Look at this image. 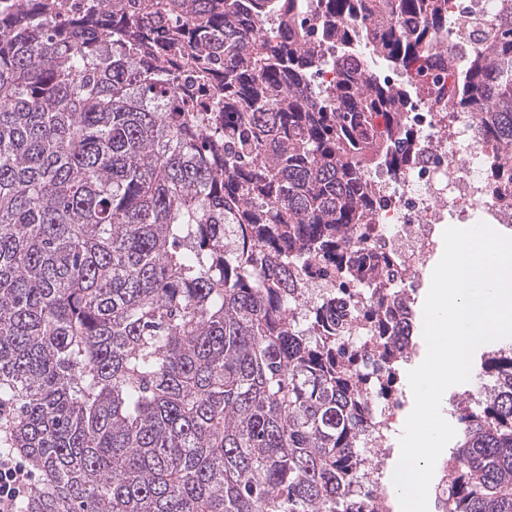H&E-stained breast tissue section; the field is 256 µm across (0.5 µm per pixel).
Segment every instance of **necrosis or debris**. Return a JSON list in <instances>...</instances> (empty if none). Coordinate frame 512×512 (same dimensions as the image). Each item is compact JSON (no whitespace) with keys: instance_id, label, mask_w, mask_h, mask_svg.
I'll list each match as a JSON object with an SVG mask.
<instances>
[{"instance_id":"obj_1","label":"necrosis or debris","mask_w":512,"mask_h":512,"mask_svg":"<svg viewBox=\"0 0 512 512\" xmlns=\"http://www.w3.org/2000/svg\"><path fill=\"white\" fill-rule=\"evenodd\" d=\"M500 3L449 0V29L463 26L468 30L466 39L448 42L453 64L464 62L478 48ZM402 122L413 133L401 143L411 157L409 167L393 178L385 165L376 164L367 175L378 199L372 244L375 250L393 255L391 274L402 287L395 304L404 314L434 252L437 225L511 224L512 196L503 198L487 191L483 164L489 150L473 118L449 111L441 100L412 94ZM350 342L359 365L371 370L376 380L368 393V431L359 454L378 467L382 443L398 422L403 391L387 387V371L373 356L371 337L358 335Z\"/></svg>"}]
</instances>
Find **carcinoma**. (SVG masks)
<instances>
[{
	"label": "carcinoma",
	"instance_id": "obj_1",
	"mask_svg": "<svg viewBox=\"0 0 512 512\" xmlns=\"http://www.w3.org/2000/svg\"><path fill=\"white\" fill-rule=\"evenodd\" d=\"M0 0V445L40 479L20 512H361L368 470L352 330L398 376L390 257L368 251L367 161L397 173L406 89L374 58L448 71L512 194V9L451 69L448 0ZM273 14L274 27L254 19ZM373 56L336 62L321 41ZM211 84L224 136L166 67ZM325 279L332 297L306 299ZM367 299L341 328L331 298ZM459 403L437 512H512V342Z\"/></svg>",
	"mask_w": 512,
	"mask_h": 512
}]
</instances>
